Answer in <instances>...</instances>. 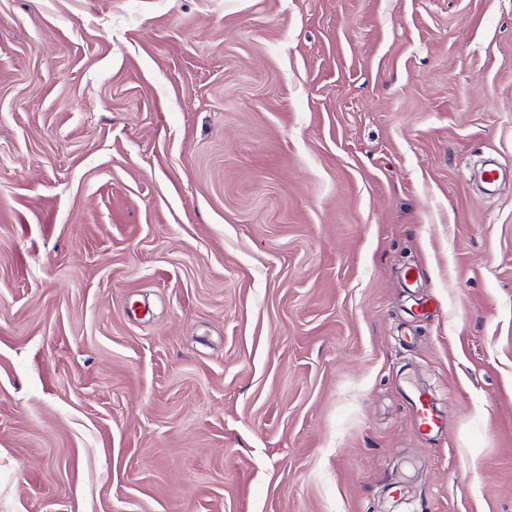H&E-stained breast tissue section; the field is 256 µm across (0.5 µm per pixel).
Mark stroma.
<instances>
[{
	"label": "stroma",
	"instance_id": "1",
	"mask_svg": "<svg viewBox=\"0 0 512 512\" xmlns=\"http://www.w3.org/2000/svg\"><path fill=\"white\" fill-rule=\"evenodd\" d=\"M0 512H512V0H0ZM413 417L419 430L424 433L439 431L444 426V417L433 398L422 389L417 388L409 396Z\"/></svg>",
	"mask_w": 512,
	"mask_h": 512
}]
</instances>
